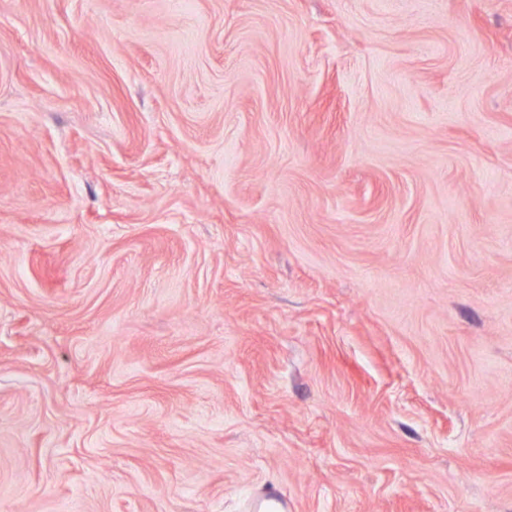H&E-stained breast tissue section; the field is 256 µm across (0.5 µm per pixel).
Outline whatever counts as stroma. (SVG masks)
Listing matches in <instances>:
<instances>
[{"label": "stroma", "mask_w": 512, "mask_h": 512, "mask_svg": "<svg viewBox=\"0 0 512 512\" xmlns=\"http://www.w3.org/2000/svg\"><path fill=\"white\" fill-rule=\"evenodd\" d=\"M512 512V0H0V512Z\"/></svg>", "instance_id": "35a3bbf8"}]
</instances>
